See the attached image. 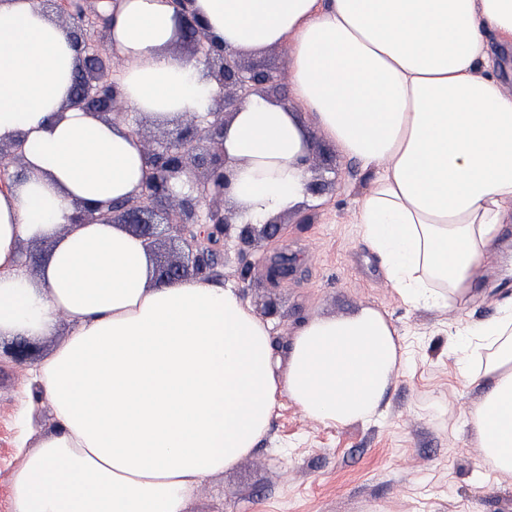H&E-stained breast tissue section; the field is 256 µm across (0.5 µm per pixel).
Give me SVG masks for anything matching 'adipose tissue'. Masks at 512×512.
<instances>
[{
	"label": "adipose tissue",
	"instance_id": "adipose-tissue-1",
	"mask_svg": "<svg viewBox=\"0 0 512 512\" xmlns=\"http://www.w3.org/2000/svg\"><path fill=\"white\" fill-rule=\"evenodd\" d=\"M211 35L290 57L287 110L256 100L227 127L230 198L258 224L303 199L309 123L372 170L354 221L404 303L459 308L474 269L512 223V92L491 43L512 46V0H195ZM112 45L127 104L152 118L202 111L214 92L170 50L172 0H119ZM76 51L36 0H0V143L23 140L26 172L0 190V337L72 331L33 370L54 432L23 451L12 512H187L198 487L250 455L279 398L344 426L381 413L405 362L380 309L313 318L277 356L238 288L156 283L142 241L77 224V205L137 195L148 166L128 122L67 108ZM52 241L38 274L24 241ZM469 421L491 471L512 474V303L458 331Z\"/></svg>",
	"mask_w": 512,
	"mask_h": 512
}]
</instances>
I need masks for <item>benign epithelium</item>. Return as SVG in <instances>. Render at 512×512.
Here are the masks:
<instances>
[{"label": "benign epithelium", "mask_w": 512, "mask_h": 512, "mask_svg": "<svg viewBox=\"0 0 512 512\" xmlns=\"http://www.w3.org/2000/svg\"><path fill=\"white\" fill-rule=\"evenodd\" d=\"M52 17L64 20L79 52L78 87L68 106L109 120L126 117L127 105L117 86L108 80L112 66L121 61L112 48L89 53L84 44V0H37ZM178 14L179 39L201 53L196 62L218 88L208 111L186 112L163 138L143 144L149 173L141 193L105 208H86L77 216L80 224H117L143 240L153 260V277L160 284L187 278L213 276L218 261L216 246L232 240L241 258L240 276L247 280L248 256L259 238L274 239L279 217L261 225L243 224L226 198L232 169L223 151L224 131L247 104L263 99L288 107L281 95L284 76L254 62L243 52L213 39L193 9L194 0H173ZM0 161L25 167L24 141L0 143ZM303 169L305 195L321 197L334 189L326 173L334 171L333 158L314 135H309Z\"/></svg>", "instance_id": "obj_1"}]
</instances>
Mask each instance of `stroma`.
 Returning <instances> with one entry per match:
<instances>
[{"instance_id": "obj_1", "label": "stroma", "mask_w": 512, "mask_h": 512, "mask_svg": "<svg viewBox=\"0 0 512 512\" xmlns=\"http://www.w3.org/2000/svg\"><path fill=\"white\" fill-rule=\"evenodd\" d=\"M336 191L285 215L281 235L252 251L248 281L239 279L234 245H227L218 280L238 287L254 313L266 303L276 351L313 317H345L364 307L388 313L403 333L407 361L394 377L383 412L366 423L336 427L307 419L281 400L265 437L233 467L198 488L188 512H512V475L487 472L468 424L482 397L464 385L448 333L495 317L512 300V223L504 230L485 295L455 310L413 309L386 281L380 261L353 219L369 172L336 158ZM285 251L295 276L271 282L264 257ZM0 339V512H11L9 475L21 435L20 398L30 370Z\"/></svg>"}]
</instances>
